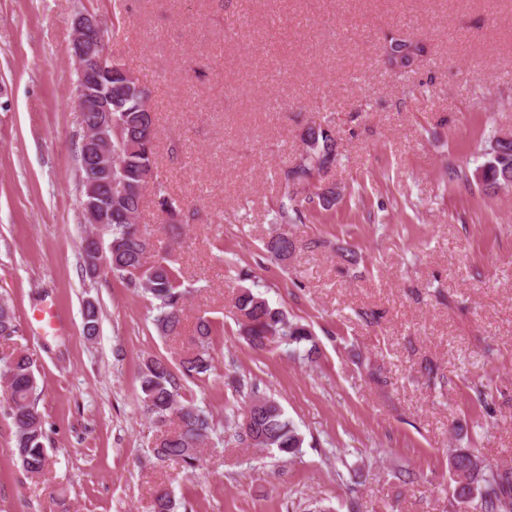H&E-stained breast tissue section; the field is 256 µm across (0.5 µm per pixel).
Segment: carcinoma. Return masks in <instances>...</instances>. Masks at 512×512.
<instances>
[{
    "label": "carcinoma",
    "mask_w": 512,
    "mask_h": 512,
    "mask_svg": "<svg viewBox=\"0 0 512 512\" xmlns=\"http://www.w3.org/2000/svg\"><path fill=\"white\" fill-rule=\"evenodd\" d=\"M94 89L112 92V151L118 163L112 168V181L122 187L121 195L112 197V223L104 225L112 246L106 253L107 269L126 286L150 299L152 325L162 338L179 335L186 291L177 262L167 256L148 255L144 231L136 224L145 200L148 178L154 176L156 165L155 113L144 102L147 90L121 74L101 75L94 80ZM303 150L300 163L284 167L277 173L280 200L273 210L272 223L295 224L303 218V200L297 188L314 174L336 163V139L332 130L314 123L301 134ZM487 160L478 180L488 186L512 181V143L485 154ZM267 257L276 262L288 258L294 251V241L286 233H277L263 244ZM236 320L242 335L257 349L271 342L288 347L298 346L311 338L306 325L293 321L250 288H243L235 298ZM97 307L89 303L84 308V333L88 338L98 334ZM16 333L13 310L6 299L0 298V337ZM213 334L212 321L198 318L192 347L171 367L165 359H147L140 372V386L147 412L164 431L155 445L158 456L175 459L188 469L199 462V450L212 433L210 417L190 402L180 399L176 375L197 379L213 370L209 353ZM35 361L22 350L13 353L0 365V377L6 379L11 392L12 420L16 448L23 469L41 473L48 464L44 445L45 432L41 416L34 403L36 390ZM261 405L249 409L250 431L245 440L256 448L274 449L283 457L301 453L304 437L280 404L272 397L253 393ZM452 480L453 512H512V468H493L470 448H455L448 458Z\"/></svg>",
    "instance_id": "carcinoma-1"
}]
</instances>
